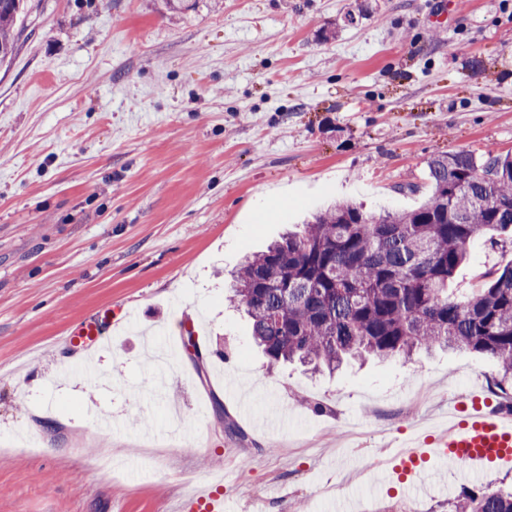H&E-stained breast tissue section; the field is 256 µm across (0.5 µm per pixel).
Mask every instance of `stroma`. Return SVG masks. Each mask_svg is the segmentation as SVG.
Wrapping results in <instances>:
<instances>
[{
    "label": "stroma",
    "mask_w": 512,
    "mask_h": 512,
    "mask_svg": "<svg viewBox=\"0 0 512 512\" xmlns=\"http://www.w3.org/2000/svg\"><path fill=\"white\" fill-rule=\"evenodd\" d=\"M453 2L448 24L439 0H29L0 68V512H201L203 484L224 512H446L360 472L467 386L505 401L493 359L272 370L225 295L324 205L409 210L430 158L512 154V0ZM510 264L478 235L450 288ZM106 306L129 317L104 346L66 344ZM183 322L204 367L156 372L144 339Z\"/></svg>",
    "instance_id": "1"
}]
</instances>
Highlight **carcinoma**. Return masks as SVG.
<instances>
[{"instance_id":"carcinoma-1","label":"carcinoma","mask_w":512,"mask_h":512,"mask_svg":"<svg viewBox=\"0 0 512 512\" xmlns=\"http://www.w3.org/2000/svg\"><path fill=\"white\" fill-rule=\"evenodd\" d=\"M25 10L26 0H0L1 65ZM427 169L431 194L415 209L375 215L339 201L244 258L231 301L271 364L333 372L446 346L491 356L498 385H512V265L469 294L448 288L480 232L512 237V155L446 153ZM448 512H512V491L464 489Z\"/></svg>"}]
</instances>
